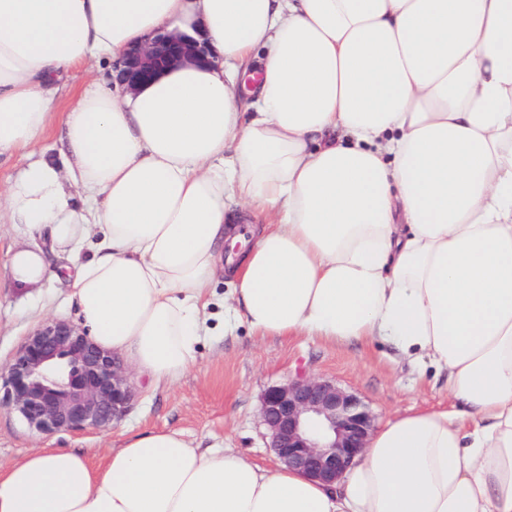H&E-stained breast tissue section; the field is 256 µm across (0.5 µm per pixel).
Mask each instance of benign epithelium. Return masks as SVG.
<instances>
[{
  "label": "benign epithelium",
  "mask_w": 512,
  "mask_h": 512,
  "mask_svg": "<svg viewBox=\"0 0 512 512\" xmlns=\"http://www.w3.org/2000/svg\"><path fill=\"white\" fill-rule=\"evenodd\" d=\"M184 63H207L205 47L188 34H160L129 52L117 79L134 91ZM134 400L123 362L64 319L31 331L0 373V406L41 434L108 427ZM260 414L279 462L324 482L344 473L375 428L373 412L357 394L304 375L268 387Z\"/></svg>",
  "instance_id": "benign-epithelium-1"
}]
</instances>
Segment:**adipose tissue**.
I'll list each match as a JSON object with an SVG mask.
<instances>
[{
    "label": "adipose tissue",
    "mask_w": 512,
    "mask_h": 512,
    "mask_svg": "<svg viewBox=\"0 0 512 512\" xmlns=\"http://www.w3.org/2000/svg\"><path fill=\"white\" fill-rule=\"evenodd\" d=\"M160 31L200 32L214 63L113 85ZM90 62L60 163L38 158ZM15 153L14 285L63 279L89 338L150 385L195 363L225 279L259 336L391 341L462 408L387 422L330 486L176 430L97 469L42 448L0 471V512H512V0H0ZM231 196L269 221L227 255ZM97 77L98 74L96 70L89 69L87 67L76 69L70 73L67 81V87L62 91L59 99L56 101L52 109V112L55 113L44 141V158L58 160V147L56 142L59 134L61 112H66L74 100V94L76 91L83 88Z\"/></svg>",
    "instance_id": "ef3b65f1"
}]
</instances>
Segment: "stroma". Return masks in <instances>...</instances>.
Wrapping results in <instances>:
<instances>
[{"label": "stroma", "instance_id": "stroma-1", "mask_svg": "<svg viewBox=\"0 0 512 512\" xmlns=\"http://www.w3.org/2000/svg\"><path fill=\"white\" fill-rule=\"evenodd\" d=\"M24 243L14 225L0 223V368L42 321L77 319L60 284L27 292L13 288L6 272L8 254ZM300 371L358 394L379 427L409 413L451 406L446 376L420 370L388 343L332 344L303 334L260 338L236 321L221 335L203 337L195 366L180 380L158 388L135 380L132 409L108 428L43 435L29 430L10 408L0 407V464L23 460L38 448H76L96 468L129 436L177 430L193 442L221 443L272 467L276 458L261 419V398L268 387Z\"/></svg>", "mask_w": 512, "mask_h": 512}]
</instances>
